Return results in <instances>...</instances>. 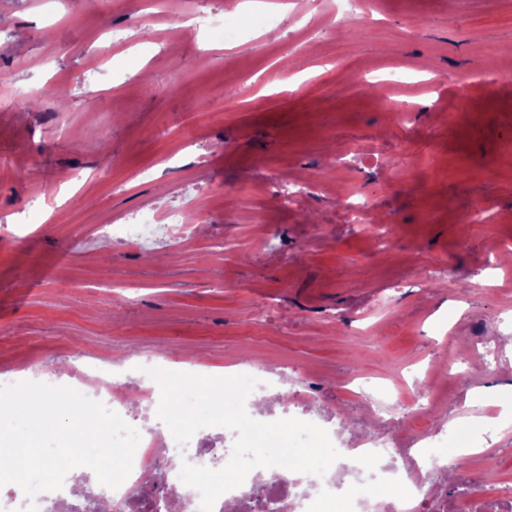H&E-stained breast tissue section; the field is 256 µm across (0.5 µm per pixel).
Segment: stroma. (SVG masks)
<instances>
[{"mask_svg":"<svg viewBox=\"0 0 512 512\" xmlns=\"http://www.w3.org/2000/svg\"><path fill=\"white\" fill-rule=\"evenodd\" d=\"M234 2L154 0L145 26L140 0H0V77L67 80L34 109L0 98V374L257 360L285 373L276 412L361 436L379 427L340 380L401 373L403 447L438 431L447 462L473 439L462 395L495 411L512 390V69L482 80L487 47L512 61V0H371L361 21L338 0ZM204 13L241 38L165 42L172 15ZM274 174L299 209H277ZM53 190L49 217L32 201ZM348 194L371 222H345ZM192 199L207 231L181 243L97 232ZM487 446L459 462L457 510L512 488V429Z\"/></svg>","mask_w":512,"mask_h":512,"instance_id":"stroma-1","label":"stroma"}]
</instances>
